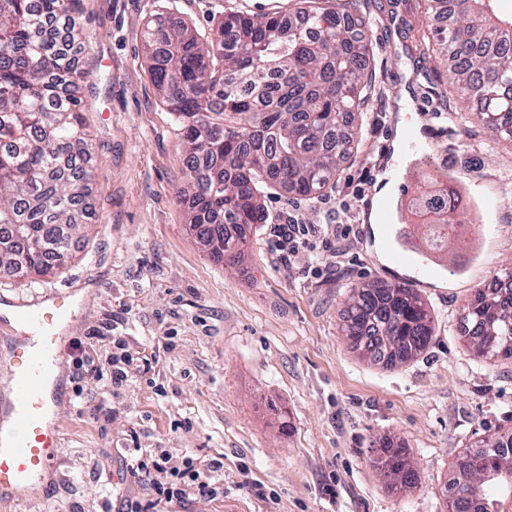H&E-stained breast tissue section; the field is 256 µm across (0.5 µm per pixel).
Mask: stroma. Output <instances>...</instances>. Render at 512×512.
Segmentation results:
<instances>
[{"instance_id": "1", "label": "stroma", "mask_w": 512, "mask_h": 512, "mask_svg": "<svg viewBox=\"0 0 512 512\" xmlns=\"http://www.w3.org/2000/svg\"><path fill=\"white\" fill-rule=\"evenodd\" d=\"M297 0H78L79 96L91 150L87 214L55 275L0 279V294L79 288L70 341L122 336L129 386L102 392L65 363L60 461L34 512H118L137 496L124 449L224 461L223 495L191 512H448L462 452L512 428V361L473 354L459 318L489 277L512 270V143L491 140L444 65L414 49L422 0H358L372 91L351 154L309 199L266 188L267 215L243 262L214 260L189 229L182 134L144 52L147 22H184L201 40L225 15L286 14ZM425 129L416 165L396 167L398 125ZM416 190L443 173L465 185L474 244L445 269L400 263L370 223L386 172ZM309 227L286 253L277 225ZM403 282L425 300L434 337L393 370L362 359L341 326L350 288ZM418 474L392 487L374 466L386 442Z\"/></svg>"}]
</instances>
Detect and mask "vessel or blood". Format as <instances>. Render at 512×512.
<instances>
[{"mask_svg":"<svg viewBox=\"0 0 512 512\" xmlns=\"http://www.w3.org/2000/svg\"><path fill=\"white\" fill-rule=\"evenodd\" d=\"M411 187H403L387 223L397 250L416 251L406 223ZM73 293L45 290L29 296L0 295V327L6 328V378L0 382V503L40 497L54 474L62 445L58 423L65 403L61 376L66 354L64 328L73 317Z\"/></svg>","mask_w":512,"mask_h":512,"instance_id":"vessel-or-blood-1","label":"vessel or blood"}]
</instances>
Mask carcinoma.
<instances>
[{
    "label": "carcinoma",
    "mask_w": 512,
    "mask_h": 512,
    "mask_svg": "<svg viewBox=\"0 0 512 512\" xmlns=\"http://www.w3.org/2000/svg\"><path fill=\"white\" fill-rule=\"evenodd\" d=\"M357 0H301L284 17L233 13L202 43L184 23L148 27L154 84L182 131L190 230L217 260L236 267L248 233L266 221L262 188L313 198L350 152L367 102L370 47ZM432 41L452 84L480 108L491 138L512 141V17L496 0H425ZM75 0H0V279L47 277L65 263L83 216L90 139L77 96L83 75L67 46ZM431 216L426 248L448 247L461 223L456 191L409 204ZM505 288L478 291L461 335L486 358L512 360V271ZM342 330L360 355L386 369L420 357L433 338L415 289L364 283L351 289ZM512 431L483 439L455 463L482 476L475 492L449 484V512H512ZM395 485L416 471L399 450L377 461Z\"/></svg>",
    "instance_id": "obj_1"
}]
</instances>
